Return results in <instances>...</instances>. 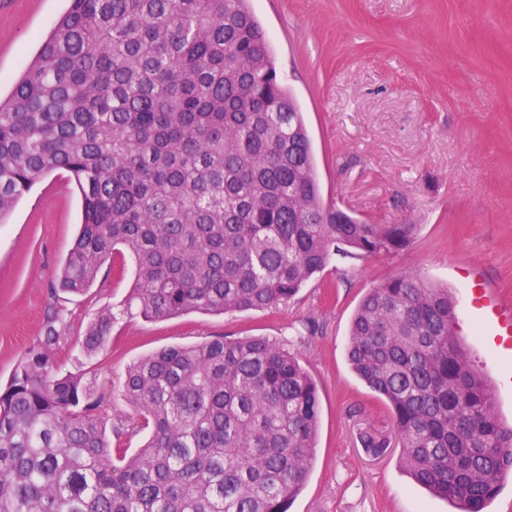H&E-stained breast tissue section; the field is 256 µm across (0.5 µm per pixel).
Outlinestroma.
<instances>
[{"mask_svg":"<svg viewBox=\"0 0 512 512\" xmlns=\"http://www.w3.org/2000/svg\"><path fill=\"white\" fill-rule=\"evenodd\" d=\"M66 0H0V93L8 94ZM278 73L305 118L325 201L379 224H419L410 249L336 260L278 307L164 321L120 319L112 346L84 362L80 340L101 308L120 307L132 273L104 265L89 291L70 297L60 342L65 369L84 370L122 428L146 436L122 395L124 371L167 345L263 336L284 344L315 380L316 458L289 512H450L416 487L401 453L380 455L364 435L392 437L388 406L347 362L351 316L369 288L413 270L457 300L459 334L512 427V362L477 333L472 270L512 295V0H251ZM52 174L0 224V382L36 340L59 269L79 230L75 185Z\"/></svg>","mask_w":512,"mask_h":512,"instance_id":"1","label":"stroma"}]
</instances>
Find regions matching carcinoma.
<instances>
[{
    "label": "carcinoma",
    "mask_w": 512,
    "mask_h": 512,
    "mask_svg": "<svg viewBox=\"0 0 512 512\" xmlns=\"http://www.w3.org/2000/svg\"><path fill=\"white\" fill-rule=\"evenodd\" d=\"M81 194L56 293L83 295L129 253L122 313L271 309L336 256L409 249L420 225L323 202L297 101L249 0H68L0 99V223L42 178ZM117 320L89 321L96 358ZM456 304L412 270L366 293L353 372L390 408L402 463L455 512H485L512 471V428L456 333ZM63 305L0 386V512H288L315 456L318 388L260 337L171 345L128 366L150 436L112 448L103 397L56 355Z\"/></svg>",
    "instance_id": "obj_1"
}]
</instances>
